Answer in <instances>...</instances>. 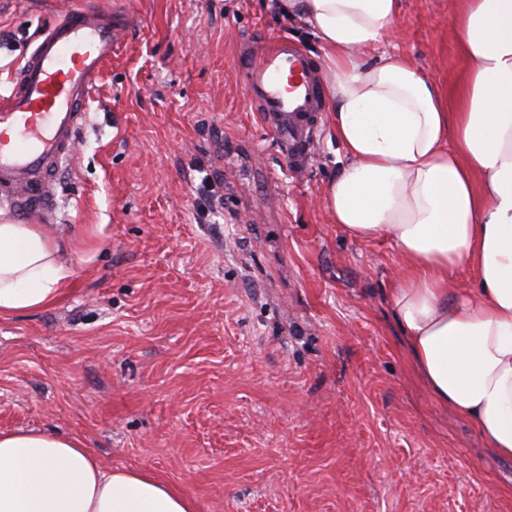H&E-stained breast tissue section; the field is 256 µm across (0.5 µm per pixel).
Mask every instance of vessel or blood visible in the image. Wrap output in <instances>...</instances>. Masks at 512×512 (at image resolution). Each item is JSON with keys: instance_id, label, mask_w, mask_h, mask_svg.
Here are the masks:
<instances>
[{"instance_id": "vessel-or-blood-1", "label": "vessel or blood", "mask_w": 512, "mask_h": 512, "mask_svg": "<svg viewBox=\"0 0 512 512\" xmlns=\"http://www.w3.org/2000/svg\"><path fill=\"white\" fill-rule=\"evenodd\" d=\"M131 31V15L115 7L60 10L34 38L18 75L0 87V201L10 209L54 213L52 173L72 153L91 93ZM237 66L246 96L300 156L322 96L307 55L285 37L269 47L250 41L239 48Z\"/></svg>"}]
</instances>
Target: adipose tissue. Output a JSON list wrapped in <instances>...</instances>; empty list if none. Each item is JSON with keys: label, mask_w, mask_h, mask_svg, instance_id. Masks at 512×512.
<instances>
[{"label": "adipose tissue", "mask_w": 512, "mask_h": 512, "mask_svg": "<svg viewBox=\"0 0 512 512\" xmlns=\"http://www.w3.org/2000/svg\"><path fill=\"white\" fill-rule=\"evenodd\" d=\"M468 67L454 100L414 60L373 57L400 0H276L319 43L343 150L324 202L358 238L391 239L406 269L388 294L431 399L512 459V0H459ZM475 270L477 287L457 290ZM71 269L34 224L0 220V316L40 310ZM0 512H196L146 469L103 468L74 437L0 432Z\"/></svg>", "instance_id": "adipose-tissue-1"}]
</instances>
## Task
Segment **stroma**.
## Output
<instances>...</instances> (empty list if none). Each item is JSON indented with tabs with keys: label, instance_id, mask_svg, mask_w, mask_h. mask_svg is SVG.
<instances>
[{
	"label": "stroma",
	"instance_id": "1",
	"mask_svg": "<svg viewBox=\"0 0 512 512\" xmlns=\"http://www.w3.org/2000/svg\"><path fill=\"white\" fill-rule=\"evenodd\" d=\"M0 0V83L57 8ZM134 27L56 181L71 289L0 318V431L80 439L197 512H512V460L435 404L385 295L403 261L323 205L343 150L318 113L291 161L236 70L315 42L272 0H124ZM458 0H402L380 52L454 88Z\"/></svg>",
	"mask_w": 512,
	"mask_h": 512
}]
</instances>
